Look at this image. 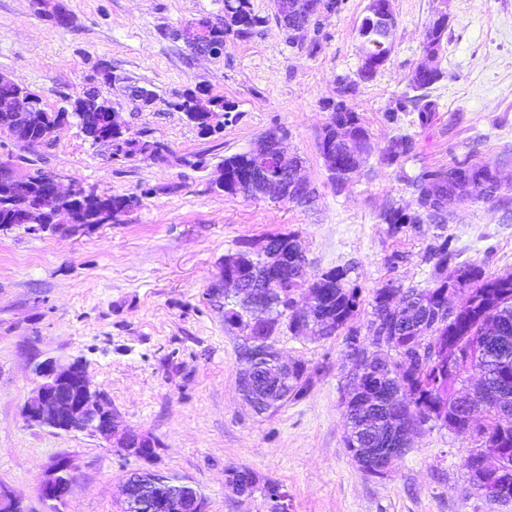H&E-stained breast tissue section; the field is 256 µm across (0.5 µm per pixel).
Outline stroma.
Masks as SVG:
<instances>
[{
    "label": "stroma",
    "instance_id": "obj_1",
    "mask_svg": "<svg viewBox=\"0 0 512 512\" xmlns=\"http://www.w3.org/2000/svg\"><path fill=\"white\" fill-rule=\"evenodd\" d=\"M251 2L266 24L249 39L228 40L213 59L191 55L167 32L201 16L222 21L220 0H0V73L55 110L95 83L129 136L171 149L159 163L115 161L74 122L31 149L0 134V161L25 157L68 182L144 194L125 223L82 235L0 227V483L26 512H120V488L142 461L101 438L31 424L24 414L38 363L80 360L122 428L157 442L152 470L192 481L207 512H269V481L287 492L288 512H512L469 492L470 445L444 428L415 436L385 478L359 467L343 442L342 337H275L286 359L304 365L311 387L276 412L256 414L238 390L240 340L207 295L225 256L295 233L307 247L309 276L349 268L364 300L354 324L370 341L372 290L389 280L422 285L432 272L421 256L435 225L394 234L382 219L389 207L411 204L408 178L466 161L499 170L503 189L512 188V0H392L390 59L346 104L377 147L406 135L414 154L393 166L370 155L341 192L317 140L338 78L355 76L360 65L355 29L367 0H339L315 34L314 54L307 41L288 44L273 19L274 0ZM59 4L71 13L70 26L50 18ZM440 9L448 14V43L439 56L444 77L431 90L437 109L425 122L414 112L387 118ZM198 84L236 105L223 131L207 138L171 107ZM135 85L157 93L152 109H138ZM271 130L284 133L289 153L302 159L313 200L213 192L209 179L224 158ZM447 234L454 261L477 262L490 276L512 271V209L461 203ZM60 456L71 461V489L63 501L43 500L39 484ZM231 467L254 472L251 494L228 487Z\"/></svg>",
    "mask_w": 512,
    "mask_h": 512
}]
</instances>
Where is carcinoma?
<instances>
[{"mask_svg": "<svg viewBox=\"0 0 512 512\" xmlns=\"http://www.w3.org/2000/svg\"><path fill=\"white\" fill-rule=\"evenodd\" d=\"M224 19L213 25L208 42L220 47L227 38L248 39L266 19L255 14L251 0H222ZM358 50L373 58L390 52L378 23L364 17L355 29ZM376 73L358 69L357 78H342L337 90L343 93L356 92L359 85L372 81ZM444 77L441 69L428 75L415 74L408 81V91L396 99V107L387 117L392 120L397 112H417L422 121L429 120L436 110L430 99V89ZM41 110L43 123L40 127L19 134V139H43L65 119H74L81 125L84 136L97 144L91 136V127L101 123V113L111 109V102L98 95L95 107H90L85 94L68 99V106L57 110L46 107L43 99L28 92ZM173 109L184 113L188 122L194 124L202 136H211L224 129L225 117L234 111L235 105L216 95L207 85L198 84L187 89ZM327 107L332 124L347 125L363 140V154L354 155L348 145L335 139V133L321 134L318 138L320 155L333 153L336 166L328 169V178L336 188L347 186L348 172L363 164L366 157L376 151L369 131L354 112H342L340 106L330 101ZM112 138V158L131 159L142 157L163 161L170 147L153 139H133L116 131ZM414 146L410 138L393 139L379 150V161L386 165L400 163L409 158ZM254 157L245 152L224 158V184L213 179L215 189L225 188L229 196L258 199L264 186L282 178V171L267 167L261 177L253 174ZM413 202L412 211L390 207L383 214L392 233L400 232L409 224L426 221L445 224L451 208L467 200H486L507 203L508 197L498 191L501 184L477 164L455 163L448 168L423 170L410 179ZM45 186L31 183L26 192L11 190L0 195V225L19 224L18 209L21 204L41 195ZM151 193L146 189L141 194H98L82 197L84 223L97 222L99 213L112 209L115 223L125 222V217L141 204V197ZM440 243L429 245L423 260L432 265V273L425 285L408 288L395 285L389 280L373 289L370 301L369 352L371 360L359 361L360 351L356 345L358 328L350 325L361 305V292L349 284L348 269L331 268L309 285L315 294V305L305 327L310 335L326 340L345 333L344 354L346 385L341 393V405L345 418L344 446L355 449L352 457L360 468L369 471L373 464L380 463L381 450L397 448L406 435L407 419L425 416L435 426L469 441L466 460L483 459L482 449L498 448L503 460L512 464V272L498 276L486 275L483 267L475 262L451 264L448 253V236H438ZM262 249L249 248L236 253L235 272L252 282H264L260 299L247 305L236 295L224 294V325L244 339L262 340L269 345L277 333L287 329L293 334L300 332L288 316V304L293 295L305 285L300 268L306 255V247L295 233L274 235L264 240ZM458 294L467 299L465 306L452 318L446 316L448 294ZM261 307L267 312L264 329L255 330L250 325L251 309ZM444 346L448 356L454 357L457 374L448 373V360L434 356L432 350ZM469 368L487 375L485 384L498 395L497 407L488 415L487 423L480 430L466 427L462 418L460 389L463 380L460 372ZM253 386L258 395L276 401L273 409L283 405L280 394L266 387V370L253 372ZM310 381L306 368L294 363L288 368V400H298L306 395ZM226 483L231 488L241 489L256 485L254 472L246 467L227 470Z\"/></svg>", "mask_w": 512, "mask_h": 512, "instance_id": "carcinoma-1", "label": "carcinoma"}]
</instances>
